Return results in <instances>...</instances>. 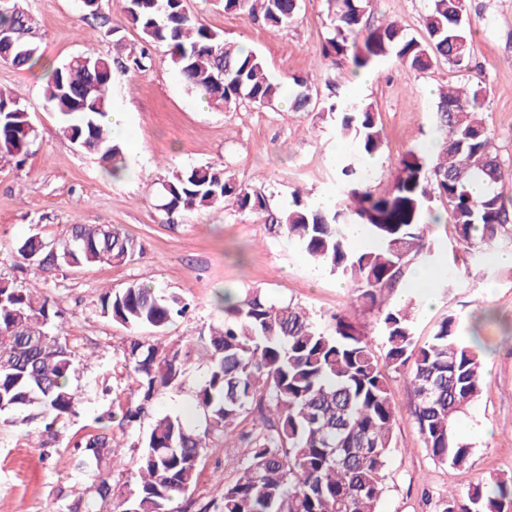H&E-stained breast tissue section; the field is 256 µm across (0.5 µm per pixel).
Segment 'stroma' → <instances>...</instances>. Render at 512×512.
Masks as SVG:
<instances>
[{
	"mask_svg": "<svg viewBox=\"0 0 512 512\" xmlns=\"http://www.w3.org/2000/svg\"><path fill=\"white\" fill-rule=\"evenodd\" d=\"M25 2L37 22L39 52L47 64L81 53L123 57L141 47L143 35L127 21L124 0H101L95 17L86 16L81 0ZM185 5L225 40L258 52L275 79L306 78L323 99L331 74L339 94L371 102L386 143L382 154L362 163L377 190L392 186L397 161L407 150H428L435 140L439 92L459 78L447 64L413 74L394 58H382L372 67L373 81L361 89L352 85L347 71L332 74L322 63L328 0H301L295 21L281 31L225 12L220 0H185ZM465 5L472 22L473 64L486 90L479 116L503 164L501 191L512 200V0H465ZM428 8L429 0H373L368 22L374 27L394 23L420 38ZM151 55L148 70L119 71L112 82L111 108L125 113L127 120L120 143L134 140L140 145L138 152L126 153L128 173L116 180L96 157L60 135L58 116L43 95L47 72L0 61V90L19 100L36 133L23 166L0 169V275L27 285L32 275L18 268L15 258L19 240L32 233L58 239L76 222L119 226L145 247L144 256L132 262L66 269L41 282L42 291L65 310L60 332L77 347L80 372L71 385L81 403L77 415L59 425L55 438L38 425L18 432L0 424V512H90L92 481L74 470L72 438L104 432L123 441V466L103 463L113 482L121 484L137 467L140 451L131 442L153 416L178 412L192 424L200 422L193 398L202 372L197 352L183 387L155 399L135 426L117 418L100 422L122 390L112 368L131 336L102 314L99 296L106 289L137 282L184 298L190 305L186 317L164 330L142 332L162 344L186 342L221 323L217 292L259 288L274 301L307 308L321 326L331 325L338 315L365 327L374 349L382 347L377 314L357 299L351 283L315 269L266 219L267 213L281 211L296 191L316 202L338 200L336 158L358 155L356 142L338 138L333 115L318 105L305 112L282 102L272 108L244 104L230 110L208 105L184 86L166 46H152ZM202 164L224 166L237 181L262 192L267 213H241L221 205L173 214L162 210L161 184L169 170ZM431 238L444 256L434 268L435 277L449 285L434 289L430 306L419 307L414 319L418 344H425L445 317H455L466 337L482 311L495 317L481 330L489 343L481 393L454 425L457 437L471 445L472 457L461 470L430 458L411 416L413 396L406 378L389 372L399 422L380 512H437L449 488L463 491L512 470V264L499 260L512 253V235L498 236L481 260L458 242L444 218L433 225ZM246 452L238 436H214L195 490L179 503L181 512H217L215 482L233 481Z\"/></svg>",
	"mask_w": 512,
	"mask_h": 512,
	"instance_id": "stroma-1",
	"label": "stroma"
}]
</instances>
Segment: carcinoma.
<instances>
[{
	"label": "carcinoma",
	"instance_id": "obj_1",
	"mask_svg": "<svg viewBox=\"0 0 512 512\" xmlns=\"http://www.w3.org/2000/svg\"><path fill=\"white\" fill-rule=\"evenodd\" d=\"M224 11L270 30L294 22L299 0H223ZM333 17L322 48L324 64L352 72L393 57L406 70L423 73L443 61L467 71L465 85L439 97L436 122L442 132L436 154L410 150L398 161L391 189L375 193L355 157L343 158L337 177L343 193L333 206L293 195L286 210L270 215L277 232L296 244L314 267L350 281L359 298L377 309L384 337L379 361L369 337L335 319L322 330L304 308L269 299L258 289L218 298L224 322L186 344L162 345L131 337L117 363L116 377L130 398H115L122 423L141 420L146 403L185 383L192 350L206 356L204 380L194 391L203 427L190 426L176 413L158 417L130 443L141 449L130 480L117 486L99 471L119 447L106 433L73 442L75 469L93 477L95 500L112 512H178L176 502L193 492L211 437L252 422L245 435L249 451L239 475L220 488L221 512H380L384 471L393 448L398 412L383 368L402 372L414 397L411 416L432 459L457 470L472 448L455 438L453 425L480 393L479 337L465 341L448 316L429 342L417 345L415 307L389 303L413 263H438L443 256L430 241L424 216L445 201L460 241L469 247L512 227V207L499 186L504 173L491 150L490 132L478 118L483 97L480 73L469 67L473 47L464 0H430L418 39L394 23L371 27L370 0H331ZM128 20L145 42L165 44L185 86L216 107L243 102L277 104L282 83L255 52L225 41L186 12L184 0H126ZM0 29L14 44L0 41V54L13 65L39 62L35 20L22 0H0ZM151 56L143 47L126 60L77 54L55 67L44 96L58 114L63 135L97 157L113 178L126 170L120 143L103 118L110 112V90L117 69L145 71ZM291 107L300 112L316 96L302 77ZM324 110L336 115V131L355 140L362 153L381 152L384 133L372 104L335 94ZM35 137L28 112L17 98L0 91V167L20 164ZM479 178L486 191L476 196ZM162 208L196 211L235 204L238 211L268 210L261 192L238 182L224 168L200 165L172 171L162 183ZM366 230V245L351 246L347 226ZM141 242L115 225L72 224L66 236L48 241L38 234L16 247L18 263L44 273L97 263L121 265L140 258ZM102 312L132 332L165 329L186 305L146 284L108 289L99 297ZM63 310L37 287H23L0 276V415L13 426L37 417L44 432L77 414L70 386L79 373L74 347L57 332ZM440 512H512V476L479 481L461 493L448 492Z\"/></svg>",
	"mask_w": 512,
	"mask_h": 512
}]
</instances>
